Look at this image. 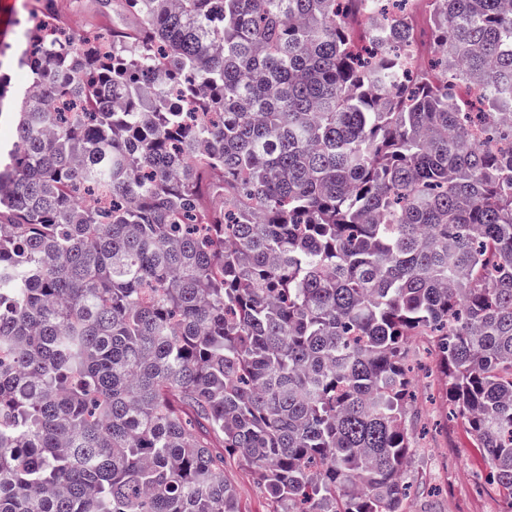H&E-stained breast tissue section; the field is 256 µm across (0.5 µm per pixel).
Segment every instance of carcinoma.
<instances>
[{
  "label": "carcinoma",
  "instance_id": "obj_1",
  "mask_svg": "<svg viewBox=\"0 0 512 512\" xmlns=\"http://www.w3.org/2000/svg\"><path fill=\"white\" fill-rule=\"evenodd\" d=\"M390 2L122 0L105 51L26 26L0 512H246L227 453L271 512H407L420 336L512 512V0H428L427 67Z\"/></svg>",
  "mask_w": 512,
  "mask_h": 512
}]
</instances>
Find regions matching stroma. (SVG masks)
<instances>
[{"label": "stroma", "mask_w": 512, "mask_h": 512, "mask_svg": "<svg viewBox=\"0 0 512 512\" xmlns=\"http://www.w3.org/2000/svg\"><path fill=\"white\" fill-rule=\"evenodd\" d=\"M47 9L78 33L105 32L133 25L118 0H0V45L14 44L26 21ZM414 350V400L418 411L419 446L411 460V475L419 491L406 504L407 512H503L496 487L487 480L481 449L475 448L462 420L448 415V400L434 354L425 340Z\"/></svg>", "instance_id": "35a3bbf8"}]
</instances>
